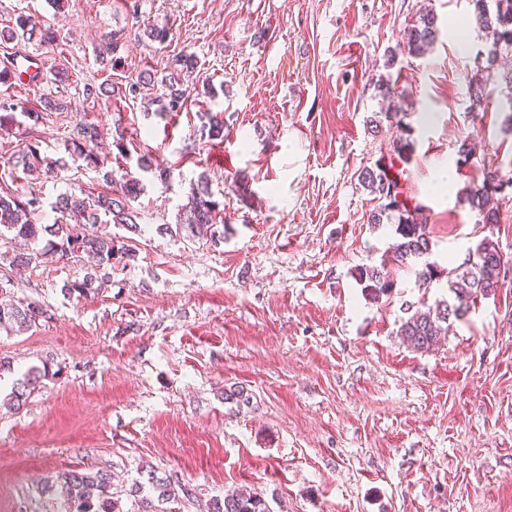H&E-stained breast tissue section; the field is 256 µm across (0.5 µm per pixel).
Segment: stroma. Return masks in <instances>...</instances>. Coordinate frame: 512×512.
I'll return each mask as SVG.
<instances>
[{"label": "stroma", "mask_w": 512, "mask_h": 512, "mask_svg": "<svg viewBox=\"0 0 512 512\" xmlns=\"http://www.w3.org/2000/svg\"><path fill=\"white\" fill-rule=\"evenodd\" d=\"M424 5L438 15V41L426 56L388 62ZM21 12L54 27L58 42L27 44L19 57L0 41V64L40 76L0 85V100L24 114L0 130V190H37L40 224L53 223L59 194L103 191L80 160L31 183L7 163L31 139L68 156L77 127L92 123L106 137L96 154L142 183L131 206L143 232L134 260L84 298L60 288L84 275L85 254L17 273L12 300L48 317L0 330V358L14 368L4 380L45 362L56 375L23 409L0 405V512H53L37 491L71 469L110 471L124 492L149 466L189 490L172 512L242 488L272 512H512V267L434 351L396 334L410 311L447 295L448 269L484 236L512 258V195L489 231L435 187L512 163L504 90L490 88L484 112L468 110L483 44L470 0H67L60 10L0 0V29ZM153 26L170 38L135 40ZM117 32L122 62L107 69L99 51ZM183 51L198 67L180 111L129 95L142 71ZM62 70L68 79L56 82ZM382 75L403 94L412 129L399 178L427 218L439 270L427 285L389 261L393 226L367 222L375 202L358 175L391 143L367 125ZM106 79L114 95L86 100L84 84ZM46 95L67 110L28 120ZM203 112L222 113L223 141L202 134ZM464 142L478 148L460 167ZM144 155L167 180L139 168ZM202 175L224 210L223 239L159 232ZM381 264L394 286L374 303L354 272Z\"/></svg>", "instance_id": "obj_1"}]
</instances>
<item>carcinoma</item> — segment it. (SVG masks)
I'll return each mask as SVG.
<instances>
[{"instance_id":"1","label":"carcinoma","mask_w":512,"mask_h":512,"mask_svg":"<svg viewBox=\"0 0 512 512\" xmlns=\"http://www.w3.org/2000/svg\"><path fill=\"white\" fill-rule=\"evenodd\" d=\"M488 1L493 4L491 10L486 8ZM472 6L487 50L484 59L475 63L469 82L470 111L482 112L487 86L501 84L512 94V69L505 70L498 63L500 55L512 51V0H472ZM439 34L435 14L426 7L420 8L409 24L406 40L398 43L397 49L388 55L387 65H393L396 54L401 51L413 56L425 55ZM0 37L12 42L30 43L35 40L46 45H54L58 41L52 28L42 26L24 13L15 16L12 25L0 31ZM196 68L195 57L184 53L172 58L160 72H142L129 91L135 94L139 89L156 85L161 91L160 97L167 101L168 109L176 111L187 97L185 74ZM383 116L397 128L399 135L391 143L388 162L378 163L374 169L361 170L359 180L379 201L370 212L368 223L394 225V257L402 263L429 256L431 240L426 222L419 217V207L409 206L406 197L398 198V194L392 192L393 180L388 177V169L395 167V162L406 163L412 156L411 128L404 121L403 112H385ZM200 119L210 139H224L223 118L205 112L200 114ZM100 137L98 126L84 124L78 129L77 140L72 145L88 165L102 173L107 185H116L115 189L87 199L68 193L58 195L52 205L57 217L54 223L46 225L32 220L41 208L40 196L32 192L27 195L0 193V238L10 233L34 244L47 239L46 245L39 250L14 254L10 257V266L29 267L51 259L58 262L77 253H86L95 259L94 267L82 278L64 282L61 292L70 298L100 290L112 278V267L126 266L135 257L128 244L102 230V226L118 224L134 234L140 232L136 212L130 207V202L141 193L140 180L127 172L115 178L114 171L104 167V160L86 149L87 144L97 142ZM10 160L12 167L25 176L53 177L67 166L63 157L51 158L42 154L35 140L26 143ZM509 189L512 190V176L503 174L498 167L487 166L482 171L480 182L472 183L461 191L460 201L476 214L478 223L497 224L500 222L499 198ZM219 212L220 203L214 200L208 179L202 176L192 188L188 203L181 209L176 227H169L167 231L177 235L186 231L193 237L214 239ZM471 258L476 260V265H468ZM508 263L498 243L489 236L483 237L475 247L468 249L459 265L448 269V289L454 294V301L441 299L424 311H415L401 323L397 334L417 352L435 350L441 337L448 335L450 326L464 319L470 302L479 296L494 294L503 287L501 273ZM357 280L371 301L380 299L394 285L390 272L377 267L359 269ZM46 314L47 310L35 302L1 304L0 328L24 331L37 326ZM49 375L46 365L30 368L13 381L9 402L15 409H20ZM40 493L55 501V512H168L165 504L176 498L171 481L158 476L153 469L141 472V480L134 482L128 490L127 496L133 498L135 507L127 510L122 506L121 497L112 492V475L107 470L71 471L45 482ZM206 512H271V508L260 494L242 489L211 499Z\"/></svg>"}]
</instances>
